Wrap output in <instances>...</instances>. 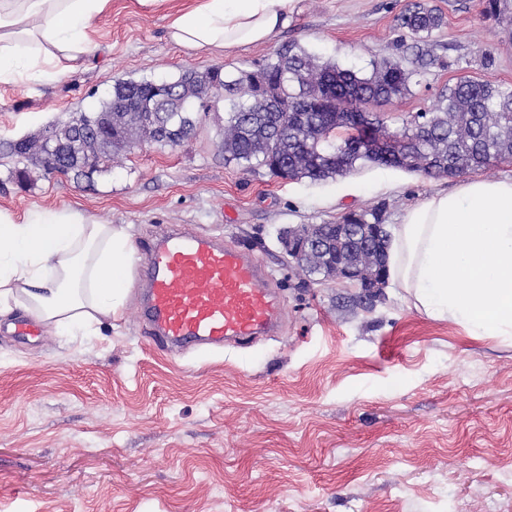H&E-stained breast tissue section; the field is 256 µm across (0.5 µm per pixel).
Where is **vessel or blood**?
<instances>
[{"label": "vessel or blood", "mask_w": 512, "mask_h": 512, "mask_svg": "<svg viewBox=\"0 0 512 512\" xmlns=\"http://www.w3.org/2000/svg\"><path fill=\"white\" fill-rule=\"evenodd\" d=\"M265 267L235 246L180 224L146 248L137 273L142 313L155 341L220 347L272 330L280 306Z\"/></svg>", "instance_id": "obj_1"}]
</instances>
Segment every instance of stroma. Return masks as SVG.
<instances>
[{"instance_id":"35a3bbf8","label":"stroma","mask_w":512,"mask_h":512,"mask_svg":"<svg viewBox=\"0 0 512 512\" xmlns=\"http://www.w3.org/2000/svg\"><path fill=\"white\" fill-rule=\"evenodd\" d=\"M408 0H295L264 44L189 50L167 38L189 0H112L91 33L95 53L51 83L0 85V140L96 109L112 78L162 80L214 65L255 70L296 43L321 60L366 68L395 56ZM446 17L434 68L387 109L390 127L428 110L460 74L512 85V0L500 20L482 0H429ZM497 66L486 70L478 51ZM223 112L177 147L131 150L92 178L8 179L0 209L79 206L144 245L166 225L223 238L264 264L279 292L276 335L223 351L172 352L145 330L137 291L94 336L0 317V512H512V340L472 338L409 307L393 288L366 300L333 281L303 282L280 228L339 224L381 208L395 224L444 179L384 169L334 181L284 180L225 165Z\"/></svg>"}]
</instances>
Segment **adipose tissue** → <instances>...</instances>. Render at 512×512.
Listing matches in <instances>:
<instances>
[{
    "label": "adipose tissue",
    "instance_id": "adipose-tissue-1",
    "mask_svg": "<svg viewBox=\"0 0 512 512\" xmlns=\"http://www.w3.org/2000/svg\"><path fill=\"white\" fill-rule=\"evenodd\" d=\"M292 0H196L167 26L177 46L269 41ZM112 0H0V84L53 82L91 53ZM134 245L123 226L75 206L0 210V315L20 308L61 336H86L119 313ZM387 280L428 318L470 336L512 338V177L437 189L404 209L386 248Z\"/></svg>",
    "mask_w": 512,
    "mask_h": 512
}]
</instances>
